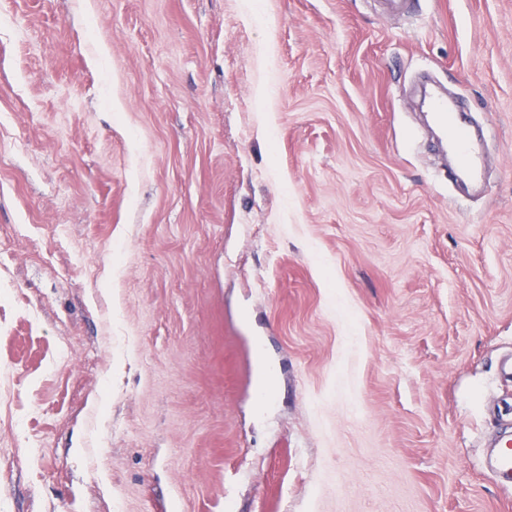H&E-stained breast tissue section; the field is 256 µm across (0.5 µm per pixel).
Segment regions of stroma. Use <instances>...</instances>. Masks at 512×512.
Here are the masks:
<instances>
[{
  "label": "stroma",
  "mask_w": 512,
  "mask_h": 512,
  "mask_svg": "<svg viewBox=\"0 0 512 512\" xmlns=\"http://www.w3.org/2000/svg\"><path fill=\"white\" fill-rule=\"evenodd\" d=\"M511 355L512 0H0V512H512ZM430 110L448 139L449 148L458 159V167L450 172V176L453 179L464 176L473 181L479 180L483 173L482 160L474 148L471 133L459 125L456 106H448V98L433 94L430 98ZM488 467L497 480L503 483L512 482V451L503 449L490 459Z\"/></svg>",
  "instance_id": "stroma-1"
}]
</instances>
